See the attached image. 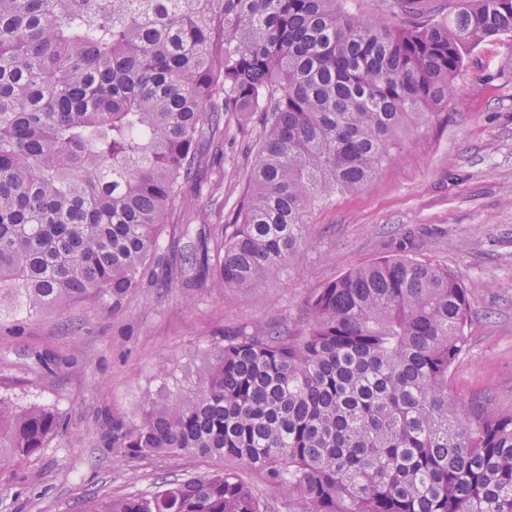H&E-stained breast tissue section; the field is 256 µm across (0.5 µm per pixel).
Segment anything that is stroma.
<instances>
[{"mask_svg":"<svg viewBox=\"0 0 512 512\" xmlns=\"http://www.w3.org/2000/svg\"><path fill=\"white\" fill-rule=\"evenodd\" d=\"M440 122L410 126L364 189L325 193L310 244L264 296L220 292L210 278L143 283L121 310L100 298L0 322V393L52 408L60 433L30 461L0 474V512H83L102 496L151 490L161 478L222 467L195 456H119L104 447L114 415L134 416L144 392L173 394L214 340L273 325L299 328L307 297L351 268L406 255L448 269L469 290L466 344L448 374L464 404L512 410V40L473 48L452 81ZM261 115L228 116L224 135L187 187L195 206L171 213L162 262L218 236L254 163ZM172 372L157 379L160 364Z\"/></svg>","mask_w":512,"mask_h":512,"instance_id":"obj_1","label":"stroma"}]
</instances>
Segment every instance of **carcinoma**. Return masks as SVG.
Segmentation results:
<instances>
[{"label":"carcinoma","instance_id":"obj_1","mask_svg":"<svg viewBox=\"0 0 512 512\" xmlns=\"http://www.w3.org/2000/svg\"><path fill=\"white\" fill-rule=\"evenodd\" d=\"M512 37V0H459L404 24L342 0H0V320L107 297L152 270L169 211L224 116L262 114L222 236L166 269L259 294L309 244L329 189L365 187L448 107L467 50ZM299 331L230 334L174 396L142 400L102 441L238 469L105 496L84 512H512V412L465 406L448 373L469 300L447 270L384 258L307 299ZM48 407L0 394V474L56 435ZM249 474L251 480L261 488L264 497L269 501L272 507L271 509L275 512H286L283 508L286 503L283 490L278 487L266 485L259 472L250 471Z\"/></svg>","mask_w":512,"mask_h":512}]
</instances>
